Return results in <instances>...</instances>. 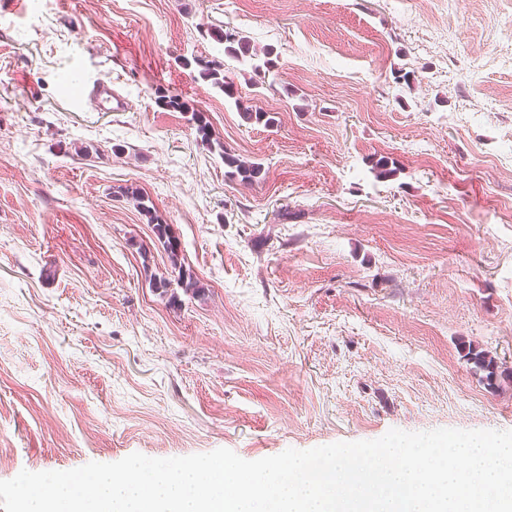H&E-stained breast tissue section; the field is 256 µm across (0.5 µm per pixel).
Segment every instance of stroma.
Wrapping results in <instances>:
<instances>
[{
  "instance_id": "35a3bbf8",
  "label": "stroma",
  "mask_w": 512,
  "mask_h": 512,
  "mask_svg": "<svg viewBox=\"0 0 512 512\" xmlns=\"http://www.w3.org/2000/svg\"><path fill=\"white\" fill-rule=\"evenodd\" d=\"M105 75L130 111L86 102ZM463 340L512 369V0H0V481L512 430ZM207 36L224 44V54L236 60L249 58H260L258 50L253 46L247 36L242 35L234 29H218L210 27L207 29ZM195 65L199 68V75L203 79L211 80L212 83L224 90V95L229 98H236V92L233 88V83L224 80V65L216 60H208L204 63L194 60ZM158 93L161 94L157 97L158 103L161 106L181 112H190L191 109L192 120L196 123L198 134L201 135L202 140H206L208 138V124L200 112L193 110V107H190L187 102L181 100L178 95L164 94L163 91ZM224 165L231 169L227 172L231 177L240 179L241 182L245 183L256 181L262 173L260 164L242 161L230 153L225 154ZM150 221L153 224L155 235L158 239V242L162 245L164 250L168 253L171 265L174 269L178 268L180 273V283L185 287V291H191L192 293L199 292L200 288L197 285V281L193 278L192 274L182 268V263L179 259V250H178V241L176 236L173 233L171 224H163L162 221L158 218V216H150Z\"/></svg>"
}]
</instances>
